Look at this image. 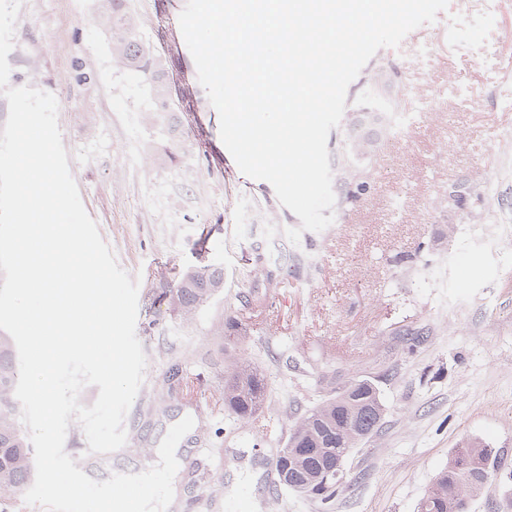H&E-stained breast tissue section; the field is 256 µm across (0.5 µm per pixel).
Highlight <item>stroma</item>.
Returning a JSON list of instances; mask_svg holds the SVG:
<instances>
[{"label":"stroma","instance_id":"35a3bbf8","mask_svg":"<svg viewBox=\"0 0 512 512\" xmlns=\"http://www.w3.org/2000/svg\"><path fill=\"white\" fill-rule=\"evenodd\" d=\"M170 0H126L125 7L172 78L176 129L145 127L146 85L113 67L98 11L71 14L67 0H24L9 59V84L54 94L68 162L88 214L119 265L140 277L136 335L147 356L139 393L125 418L126 445L102 455L88 477L137 474L157 463L153 449L185 405L204 415L202 467L223 468L224 483L256 496L229 451L254 456L251 425L233 422L217 388L226 365L245 359L269 379L264 412L291 423L353 376L377 380L386 413L377 434L347 468L357 482L335 512H416L425 490L455 448L477 442L512 465V251L487 243L470 223L478 198L496 200L512 223V176L498 174V145L512 134V85L488 103L485 86L512 69L501 45L512 33V0L500 18L479 9L439 13L395 48L396 91L411 126L375 138L370 194L336 213L321 232L292 244L284 229L300 220L273 188L248 187L228 171L220 135L193 124L206 104L177 78L184 61L173 47ZM444 40V50L415 54ZM38 61L30 80V61ZM473 196L440 204L449 183ZM224 270V293L184 322L170 292L187 269ZM240 316L244 336L216 332ZM422 328L414 352L397 338ZM179 364L187 382L151 416L156 388ZM253 512H315L291 492L256 496Z\"/></svg>","mask_w":512,"mask_h":512}]
</instances>
